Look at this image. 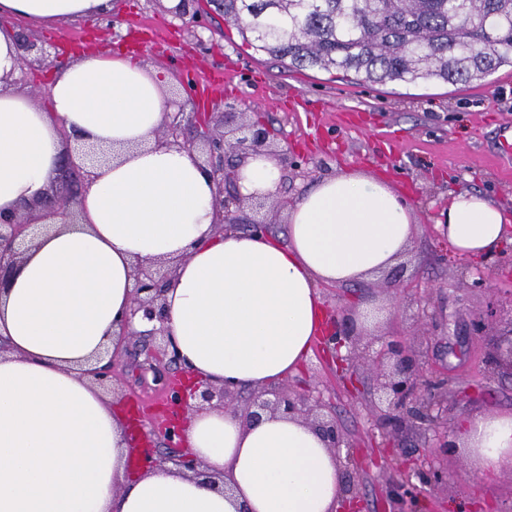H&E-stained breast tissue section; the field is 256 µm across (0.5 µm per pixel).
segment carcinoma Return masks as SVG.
Here are the masks:
<instances>
[{"instance_id": "1", "label": "carcinoma", "mask_w": 512, "mask_h": 512, "mask_svg": "<svg viewBox=\"0 0 512 512\" xmlns=\"http://www.w3.org/2000/svg\"><path fill=\"white\" fill-rule=\"evenodd\" d=\"M252 47L362 84L472 83L512 66V0H216Z\"/></svg>"}]
</instances>
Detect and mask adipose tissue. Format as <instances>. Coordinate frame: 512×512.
Wrapping results in <instances>:
<instances>
[{
	"label": "adipose tissue",
	"instance_id": "ef3b65f1",
	"mask_svg": "<svg viewBox=\"0 0 512 512\" xmlns=\"http://www.w3.org/2000/svg\"><path fill=\"white\" fill-rule=\"evenodd\" d=\"M111 0H0V16L53 26L92 19ZM168 110L158 74L88 48L56 70L49 104L0 87V210L42 201L66 135L119 148L95 167L80 221L34 234L0 292V512H336V453L301 419L248 426L220 408L183 416L181 444L205 477L131 467L129 422L91 382L90 364L116 346L135 260L173 261L167 330L197 381L260 389L297 372L328 333L321 284L391 268L410 244L415 211L382 174L342 171L288 209V241L220 231L215 190L195 154L161 148ZM243 196L275 193L269 155L236 172ZM440 235L473 260L499 253L512 214L482 194L453 195ZM457 446L477 467L512 461V413L477 415ZM228 486H220V479Z\"/></svg>",
	"mask_w": 512,
	"mask_h": 512
}]
</instances>
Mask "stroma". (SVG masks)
<instances>
[{
  "label": "stroma",
  "mask_w": 512,
  "mask_h": 512,
  "mask_svg": "<svg viewBox=\"0 0 512 512\" xmlns=\"http://www.w3.org/2000/svg\"><path fill=\"white\" fill-rule=\"evenodd\" d=\"M111 13V26L98 38L85 20L35 27L21 17H1V26L27 32L45 49L39 70L16 75L12 89L29 94L30 81L49 83L55 53L73 57L93 45L133 53L166 77L171 111L208 114L214 132L223 131L228 112L264 124L271 144L292 150L279 183L281 205L261 214L276 234H286L288 206L319 179L352 168L386 172L417 216L414 240L396 264L398 278L386 273L352 285L322 284L318 293L331 316L354 311L366 298L388 301L373 351L384 340L425 334L423 372L447 376L454 394L448 412L440 423L389 436L376 421L374 372L363 364L353 374L338 372L317 349L284 384L321 397L347 433L351 445L340 451L341 466L357 488L360 512H389L387 486L414 479L421 461L444 480L416 481L403 512H512V462L481 472L462 454L439 448L463 420L512 411V381L486 372L483 342L471 332L491 300L499 301L502 319L512 318V256L475 268L450 253L434 229L451 195L465 190L512 211V157L500 151L503 136L512 134V68L480 83L359 85L336 72L284 68L256 52L215 9L190 25L163 0H112ZM480 274L485 287H472ZM142 362L124 355V378L143 400L142 431L154 438L156 384ZM401 445L409 455L397 454Z\"/></svg>",
  "instance_id": "stroma-1"
}]
</instances>
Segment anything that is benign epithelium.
I'll return each mask as SVG.
<instances>
[{"mask_svg": "<svg viewBox=\"0 0 512 512\" xmlns=\"http://www.w3.org/2000/svg\"><path fill=\"white\" fill-rule=\"evenodd\" d=\"M182 19L195 23L201 11L199 0H179L174 9ZM19 51V70L33 66L28 58L29 53L37 49L36 44L26 35L17 37ZM235 134L232 140L226 134L215 135L203 126L196 130V136L207 141L210 160L205 170L215 185V205L217 221L220 225L234 227L237 224L236 210L245 205L261 209L266 203L277 206L279 200L266 195L244 197L239 193L235 177L224 172L226 155L238 160L245 159L252 153L264 152L276 158L280 167H288V149L270 148L268 130L258 124L241 123L231 130ZM155 145L158 147L179 146L193 149L194 144L184 138L180 114H175L165 124V132L157 135ZM77 153L87 159V164L77 165L72 154ZM107 155L106 150L93 145L76 142L74 150L66 153L61 160L60 171L71 184L72 192L67 197L50 195L41 202V209L28 204L10 213L0 211V290L8 283L13 273L19 268L28 249L27 237L30 229L42 224L49 217L61 216L69 223H78V212L75 208L77 195L83 184L92 177V168ZM174 278V269L168 262L157 259L141 260L135 265V288L131 300L130 317L142 315L143 318L155 321L158 326L148 331L150 336L163 337L164 345L158 350V365L153 372L171 364L181 365L177 350L169 339L166 328L167 313L164 294ZM346 314L336 315L331 340L339 345L349 343L353 353L338 361V368L347 369L349 364L363 357L360 339L350 335ZM119 351H114L106 364L91 370L96 382L101 385L116 377L115 361ZM487 365L492 371L503 377L512 376V320L502 326L495 337L490 340L485 351ZM373 366L380 371L382 381L380 391L385 398L386 410L383 422L394 428L412 426L418 421L433 422L437 419L436 411L448 410V380L433 379L424 375L419 362V351L409 349L401 340H389L384 343L379 353L372 358ZM183 370L169 373L162 383L164 392L161 409L169 413L166 424L162 425L159 434L170 447L179 445L180 432L174 423L175 415L193 407L197 401L201 407L231 409L239 414L243 422L253 425L265 414L282 413L297 415L303 418L327 443L336 449L351 447L348 439L336 423L335 417L323 413L319 400L300 395L289 388L278 385L254 392L251 399L243 405H235L228 400L229 390L212 384H197L192 387L183 385L180 375ZM135 447L139 448L137 465L142 469H150L161 465V459L155 457L156 448L153 440L135 434ZM172 464L181 467L195 476H203L205 472L198 460L187 454H177L169 458ZM342 506L338 512H354L358 503V495L354 483L345 481L341 488Z\"/></svg>", "mask_w": 512, "mask_h": 512, "instance_id": "7a95c632", "label": "benign epithelium"}]
</instances>
